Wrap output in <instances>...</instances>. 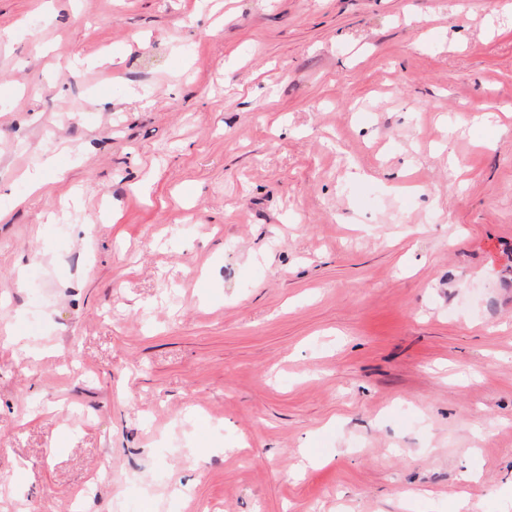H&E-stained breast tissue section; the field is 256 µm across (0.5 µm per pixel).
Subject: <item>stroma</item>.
Returning <instances> with one entry per match:
<instances>
[{
  "label": "stroma",
  "mask_w": 512,
  "mask_h": 512,
  "mask_svg": "<svg viewBox=\"0 0 512 512\" xmlns=\"http://www.w3.org/2000/svg\"><path fill=\"white\" fill-rule=\"evenodd\" d=\"M1 209L0 512H512V0H0Z\"/></svg>",
  "instance_id": "obj_1"
}]
</instances>
